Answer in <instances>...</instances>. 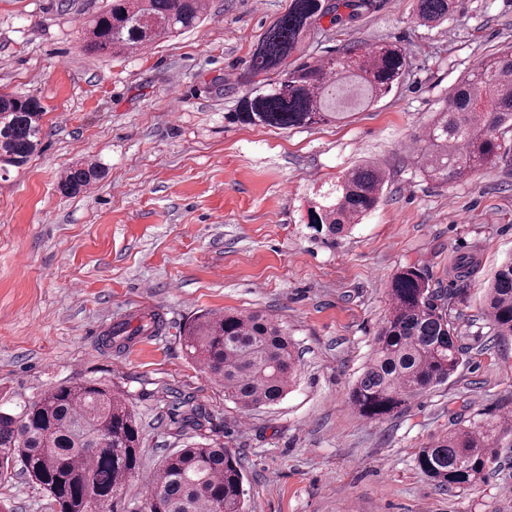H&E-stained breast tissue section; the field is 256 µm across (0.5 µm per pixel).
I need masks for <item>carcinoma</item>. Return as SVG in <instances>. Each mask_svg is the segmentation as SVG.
Segmentation results:
<instances>
[{
  "instance_id": "carcinoma-1",
  "label": "carcinoma",
  "mask_w": 512,
  "mask_h": 512,
  "mask_svg": "<svg viewBox=\"0 0 512 512\" xmlns=\"http://www.w3.org/2000/svg\"><path fill=\"white\" fill-rule=\"evenodd\" d=\"M371 0H290L288 11L263 34L247 66L258 82L233 118L251 125L303 128L342 120L389 94L406 66L404 49L382 43L342 56L288 66L305 36L329 16L336 21L370 10ZM453 0H416L419 23L448 19ZM205 0H111L84 29L88 51L118 57L192 30L204 19ZM44 106L35 97L0 94V161L25 165L44 138ZM420 169L446 184L468 172L512 160V49L481 60L453 89L448 102L415 142ZM103 167L77 162L66 170L61 192L74 195L97 180ZM385 172L373 162L343 170L310 202L309 224L334 241L379 204ZM390 309L372 356L349 393L363 418L391 416L411 400L448 382L462 364L463 334L452 310L468 289L435 287L424 269L398 271L388 287ZM482 315L497 336H512V258L494 273ZM156 315L128 319L107 338L121 348L137 336L160 331ZM188 357L224 389V397L250 412L280 402L296 382L298 352L288 326L254 311L201 312L182 330ZM183 428L200 431L205 416L190 407ZM501 421L471 424L420 449L422 474L440 488L467 490L483 482L495 460ZM142 459L141 427L127 398L110 385L79 381L53 386L14 411L0 410V481L14 466L53 500L56 512H112ZM146 512H246L242 467L224 444L205 439L166 454L144 494Z\"/></svg>"
}]
</instances>
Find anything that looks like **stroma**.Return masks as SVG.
Segmentation results:
<instances>
[{
	"instance_id": "35a3bbf8",
	"label": "stroma",
	"mask_w": 512,
	"mask_h": 512,
	"mask_svg": "<svg viewBox=\"0 0 512 512\" xmlns=\"http://www.w3.org/2000/svg\"><path fill=\"white\" fill-rule=\"evenodd\" d=\"M107 3L0 0V93L46 109L40 151L0 170V408L86 379L125 391L143 457L116 512H140L156 463L181 447L183 396L238 457L251 512H512V435L465 491L435 486L416 462L450 429L512 418V338L481 315L486 279L512 254V162L439 185L408 149L457 81L512 44V0H456L433 29L417 22L415 0L321 20L304 57L396 42L408 64L370 107L293 129L229 118L251 87L249 56L289 0H207L197 29L118 58L83 49L85 21ZM85 160L104 164V178L63 195L61 176ZM363 161L387 171L382 198L326 245L308 200ZM462 255L479 263L464 284L462 365L394 416L362 418L349 392L388 314L391 278L415 264L456 288ZM230 309L274 315L297 344L300 375L275 405L242 412L183 353L188 318ZM151 311L159 333L105 345L115 322ZM0 503L53 512L21 475L0 483Z\"/></svg>"
}]
</instances>
